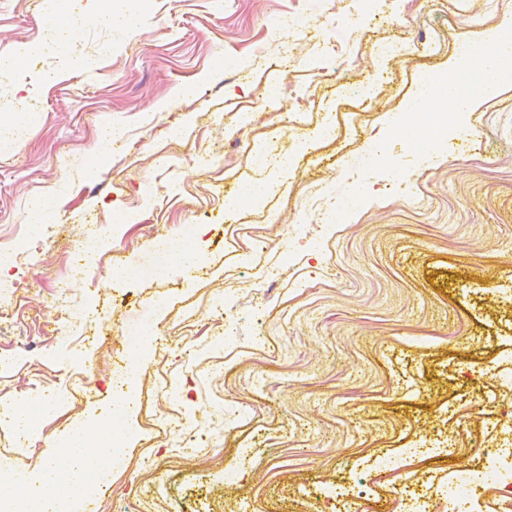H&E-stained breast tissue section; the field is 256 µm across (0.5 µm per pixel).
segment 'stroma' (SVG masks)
<instances>
[{
  "label": "stroma",
  "instance_id": "obj_1",
  "mask_svg": "<svg viewBox=\"0 0 512 512\" xmlns=\"http://www.w3.org/2000/svg\"><path fill=\"white\" fill-rule=\"evenodd\" d=\"M502 3L492 15L484 0H387L383 36L407 37L417 51L384 63L369 38L350 35L366 24L356 0H148L126 27L100 21L97 0H75L74 53L35 54L0 83V113L35 101L27 131L0 150V241L40 243L34 260L0 277V354L22 360L0 378V398L43 385L77 408L51 419L32 448L0 428V457L35 473L72 425L107 411L127 368L125 338L147 327L164 349L141 362L124 460L93 496L96 512H179L186 503L332 512L326 488L359 475L370 492L351 512H381L394 489L426 470L443 476L478 448L512 404V386L485 371H512V319L499 312L512 294V82L477 99L466 130L436 159L397 174L370 170L365 148L383 138L404 153L386 115L404 111L423 67L447 73L459 45L484 43L512 21V0ZM346 9L348 30L337 25ZM288 13L306 30L281 27ZM51 15L48 0H0V58L40 44ZM309 33L331 48L329 70L310 53ZM341 76L373 84L368 111L340 95ZM278 89L279 104L265 107ZM329 112L335 140L317 142ZM111 127L132 149L93 161L97 130ZM273 138L292 159L281 174L250 162V149ZM214 142L222 166L199 168L194 155ZM345 161L364 178L361 204L342 178ZM268 181L259 205L228 207L240 189ZM48 197L55 209L32 230L33 202ZM123 213L128 223H118ZM88 224L105 251L139 265L136 277L116 279L103 263L71 277ZM145 224L163 234L193 225L207 273L157 274ZM294 224L308 236L291 248L282 235ZM259 264L281 266L282 278L261 282ZM60 280L92 319L77 343L80 364L63 357L55 331ZM228 316L234 347L211 345ZM165 370L177 372V407L212 454L183 461L160 425L170 403L154 381ZM432 427L446 446L440 457L375 469Z\"/></svg>",
  "mask_w": 512,
  "mask_h": 512
}]
</instances>
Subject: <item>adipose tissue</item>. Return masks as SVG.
I'll return each instance as SVG.
<instances>
[{"mask_svg":"<svg viewBox=\"0 0 512 512\" xmlns=\"http://www.w3.org/2000/svg\"><path fill=\"white\" fill-rule=\"evenodd\" d=\"M484 47L478 63L467 54H457L448 65V76L422 85L404 112L390 122L389 131L404 142L409 162L437 155L445 140L438 124L430 122L431 113L450 112L463 120L477 97L491 95L502 82L512 81V22L490 30ZM471 67L478 70L474 86L453 79V72ZM124 445V434H111L99 420L77 424L63 442L64 465L48 464L31 476L26 495L30 512H82L83 495L97 490L90 479L92 472L102 458Z\"/></svg>","mask_w":512,"mask_h":512,"instance_id":"obj_1","label":"adipose tissue"}]
</instances>
